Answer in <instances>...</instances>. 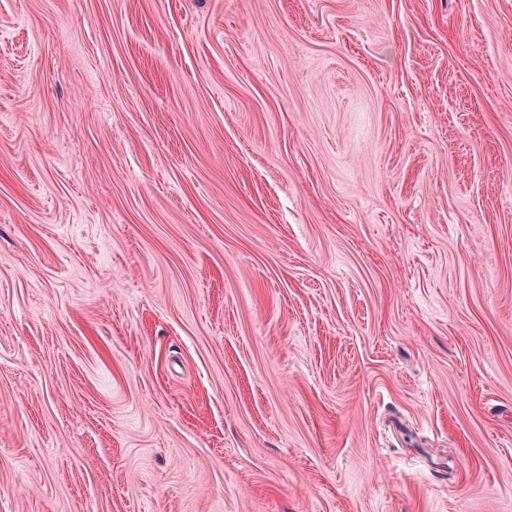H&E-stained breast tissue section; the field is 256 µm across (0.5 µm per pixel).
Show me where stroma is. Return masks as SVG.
<instances>
[{
	"label": "stroma",
	"mask_w": 512,
	"mask_h": 512,
	"mask_svg": "<svg viewBox=\"0 0 512 512\" xmlns=\"http://www.w3.org/2000/svg\"><path fill=\"white\" fill-rule=\"evenodd\" d=\"M0 512H512V0H0Z\"/></svg>",
	"instance_id": "stroma-1"
}]
</instances>
